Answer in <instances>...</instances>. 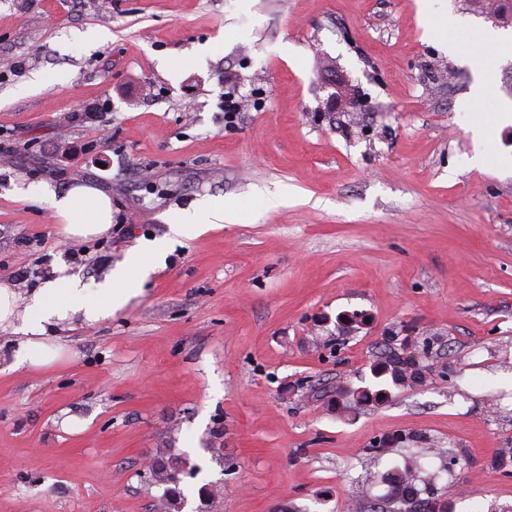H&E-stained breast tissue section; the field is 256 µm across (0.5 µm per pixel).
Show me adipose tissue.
<instances>
[{
  "instance_id": "ef3b65f1",
  "label": "adipose tissue",
  "mask_w": 512,
  "mask_h": 512,
  "mask_svg": "<svg viewBox=\"0 0 512 512\" xmlns=\"http://www.w3.org/2000/svg\"><path fill=\"white\" fill-rule=\"evenodd\" d=\"M52 208L63 221L68 238H87L106 234L112 225V201L97 188L78 185L53 196ZM232 208L220 201L198 205L190 223L174 224L171 237L192 238L206 229L234 220ZM149 268L142 259L111 271L104 281L86 284L80 279H54L34 289L27 305L17 308V296L9 286L0 285V324L13 327L17 339L12 348V369L39 368L59 357V350L48 347L44 334L48 326L81 314L87 323H95L121 310L129 301L125 282L143 276Z\"/></svg>"
}]
</instances>
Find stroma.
<instances>
[{
    "mask_svg": "<svg viewBox=\"0 0 512 512\" xmlns=\"http://www.w3.org/2000/svg\"><path fill=\"white\" fill-rule=\"evenodd\" d=\"M423 2L0 0V282L99 281L168 241L124 309L53 328V364L10 369L0 329V512H163L145 467L179 456L182 512L215 482L218 512H347L409 454L454 512H512V463L493 464L512 448V122L472 168L458 109L487 67L512 113V51L450 50ZM432 6L512 36L475 0ZM38 72L49 87L25 92ZM79 184L111 197L106 235L67 239L26 194ZM213 198L235 223L169 239ZM407 338L419 385L334 408ZM395 432L406 449L377 456Z\"/></svg>",
    "mask_w": 512,
    "mask_h": 512,
    "instance_id": "1",
    "label": "stroma"
}]
</instances>
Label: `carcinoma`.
<instances>
[{"label":"carcinoma","instance_id":"1","mask_svg":"<svg viewBox=\"0 0 512 512\" xmlns=\"http://www.w3.org/2000/svg\"><path fill=\"white\" fill-rule=\"evenodd\" d=\"M373 382L356 389L343 388L339 393L345 395L343 401L348 404L377 402L386 392V387H405L420 379L418 354L407 348L385 358V363L371 368ZM183 462L174 458L168 462L152 463L151 479L158 484H175L183 472ZM423 467L416 460L408 461L403 467H395L382 475V480L390 487L387 504L371 512H452L451 502L443 495L428 492L421 497L418 483L430 486V480L422 476Z\"/></svg>","mask_w":512,"mask_h":512}]
</instances>
